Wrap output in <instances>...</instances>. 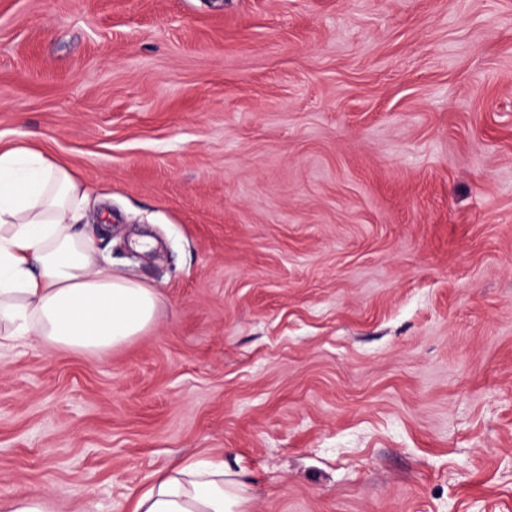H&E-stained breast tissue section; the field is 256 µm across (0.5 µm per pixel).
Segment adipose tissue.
Masks as SVG:
<instances>
[{
    "mask_svg": "<svg viewBox=\"0 0 512 512\" xmlns=\"http://www.w3.org/2000/svg\"><path fill=\"white\" fill-rule=\"evenodd\" d=\"M85 188L29 146L0 147V347L27 336L103 353L154 322L157 294L101 265L73 230ZM131 512H247L248 486L215 456L194 457L131 492Z\"/></svg>",
    "mask_w": 512,
    "mask_h": 512,
    "instance_id": "ef3b65f1",
    "label": "adipose tissue"
}]
</instances>
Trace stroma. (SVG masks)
I'll return each mask as SVG.
<instances>
[{
	"instance_id": "stroma-1",
	"label": "stroma",
	"mask_w": 512,
	"mask_h": 512,
	"mask_svg": "<svg viewBox=\"0 0 512 512\" xmlns=\"http://www.w3.org/2000/svg\"><path fill=\"white\" fill-rule=\"evenodd\" d=\"M0 143L158 296L0 349V498L214 454L248 512H512V0H0Z\"/></svg>"
}]
</instances>
